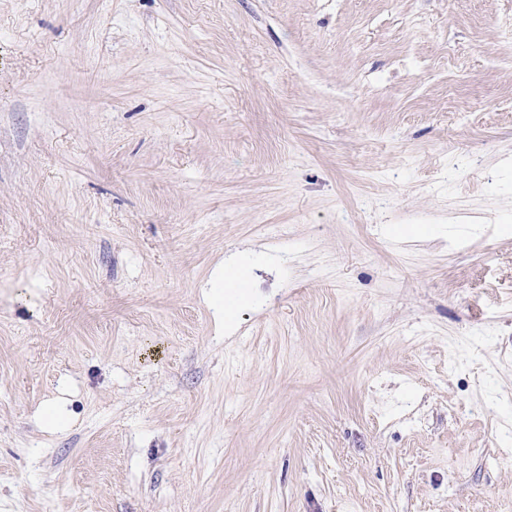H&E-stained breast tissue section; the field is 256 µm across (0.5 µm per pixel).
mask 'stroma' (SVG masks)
<instances>
[{
  "label": "stroma",
  "instance_id": "stroma-1",
  "mask_svg": "<svg viewBox=\"0 0 512 512\" xmlns=\"http://www.w3.org/2000/svg\"><path fill=\"white\" fill-rule=\"evenodd\" d=\"M0 512H512V0H0Z\"/></svg>",
  "mask_w": 512,
  "mask_h": 512
}]
</instances>
